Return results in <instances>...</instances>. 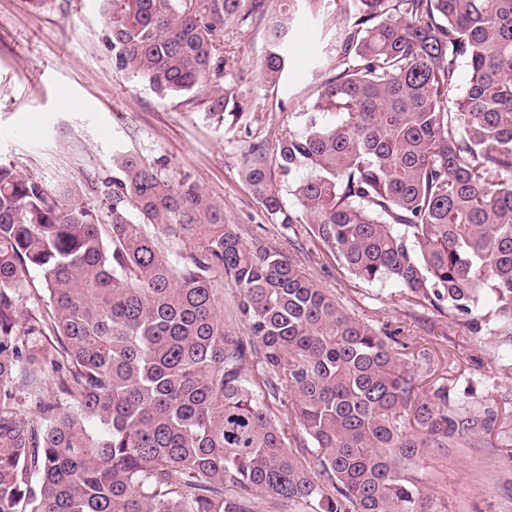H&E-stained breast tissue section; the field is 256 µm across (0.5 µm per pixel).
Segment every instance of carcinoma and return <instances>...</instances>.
<instances>
[{"label":"carcinoma","instance_id":"1","mask_svg":"<svg viewBox=\"0 0 512 512\" xmlns=\"http://www.w3.org/2000/svg\"><path fill=\"white\" fill-rule=\"evenodd\" d=\"M102 2L117 70L159 97L200 93L219 120L243 110L221 84L224 27L258 0ZM351 4L302 125L254 145L244 180L356 279L512 354V0ZM290 30V11L268 19L266 85ZM99 193L100 210L0 162V512H252L259 492L298 512H437L426 450L492 418L445 384L419 394L404 327L243 243L187 174L120 151ZM32 269L50 310L20 327ZM218 277L237 291L228 323ZM45 341L65 408L34 369ZM292 422L313 467L287 447Z\"/></svg>","mask_w":512,"mask_h":512}]
</instances>
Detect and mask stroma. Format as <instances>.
<instances>
[{"label": "stroma", "instance_id": "35a3bbf8", "mask_svg": "<svg viewBox=\"0 0 512 512\" xmlns=\"http://www.w3.org/2000/svg\"><path fill=\"white\" fill-rule=\"evenodd\" d=\"M282 0L224 29L226 84L244 111L209 117L191 96L161 98L112 65L101 0H0V161L54 189H85L112 176L122 148L189 173L224 207L225 223L244 242L272 243L343 307L373 326H404L416 349L430 352L424 386L447 384L465 408L495 417L491 429L462 447L431 451L423 471L439 512H512V359L492 335L471 336L452 317L405 307L397 286L366 284L296 243L292 230L267 219L242 170L252 145L276 144L299 126L321 82L315 55L331 51L347 0H299L291 66L279 85H263L266 22Z\"/></svg>", "mask_w": 512, "mask_h": 512}]
</instances>
